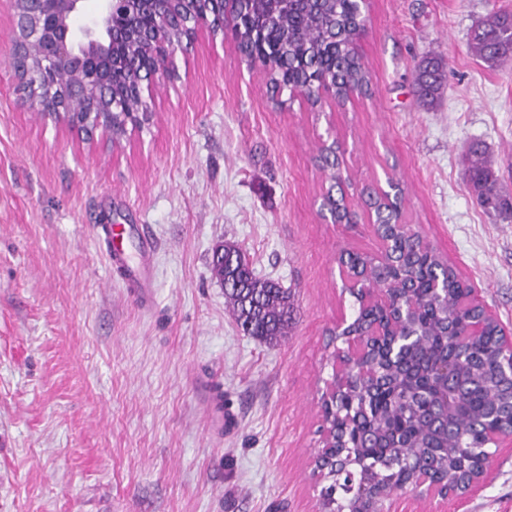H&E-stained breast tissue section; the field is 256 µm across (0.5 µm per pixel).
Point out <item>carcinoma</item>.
<instances>
[{
  "mask_svg": "<svg viewBox=\"0 0 512 512\" xmlns=\"http://www.w3.org/2000/svg\"><path fill=\"white\" fill-rule=\"evenodd\" d=\"M243 22L233 36L242 56L267 63L272 95L320 82L344 102L368 87L365 68L355 51L362 5L357 0H247ZM472 49L491 68L512 65V14L494 12L472 38ZM446 65L440 56L414 67L413 89L433 103L442 89ZM467 185L482 203L512 218V197L502 193L498 175L478 144L469 148ZM379 215L376 237L391 240L384 265L360 251L342 254L339 263L364 276L368 288L391 281L390 305L410 311L401 335L411 347L396 353L400 373L392 371L391 343L384 304L358 307L351 332L364 335L376 326L384 336L373 340L371 359L351 367L347 393L332 404L322 400L323 447L313 456V475L328 482L320 492L322 512L377 509L393 492L413 484L426 471L450 489L493 457L489 430L508 425L512 387L503 369L512 354L500 348L496 327L473 329L478 310L469 287L435 249L415 245L414 225L404 209L391 210L378 196L365 200ZM322 205L336 219L353 223L343 198L328 193ZM214 275L241 329L277 344L295 320L292 289L255 275L247 255L235 244L216 248ZM448 390V422L432 417L430 405Z\"/></svg>",
  "mask_w": 512,
  "mask_h": 512,
  "instance_id": "1",
  "label": "carcinoma"
}]
</instances>
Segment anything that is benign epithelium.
<instances>
[{"instance_id":"7a95c632","label":"benign epithelium","mask_w":512,"mask_h":512,"mask_svg":"<svg viewBox=\"0 0 512 512\" xmlns=\"http://www.w3.org/2000/svg\"><path fill=\"white\" fill-rule=\"evenodd\" d=\"M81 2L11 0L13 27L4 56L32 107L88 134L112 132L118 112L124 123L134 125L148 110L140 98L139 111L128 112L115 96V82L127 73L128 63L113 57L114 45L125 41L142 49L136 64L144 76L137 82L139 90L150 94L159 78L170 73L169 58L177 45L169 39L171 31L190 39L206 29L215 37L240 27L241 21V0H100L98 12L77 28L72 20ZM491 471L487 462L480 475L449 492L424 478L413 493L421 499L452 495L462 501L477 492Z\"/></svg>"}]
</instances>
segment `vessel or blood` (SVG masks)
<instances>
[{
  "mask_svg": "<svg viewBox=\"0 0 512 512\" xmlns=\"http://www.w3.org/2000/svg\"><path fill=\"white\" fill-rule=\"evenodd\" d=\"M102 232L104 254L112 270L123 274L137 290L151 287L157 250L155 239L137 228L122 224L104 225Z\"/></svg>",
  "mask_w": 512,
  "mask_h": 512,
  "instance_id": "b4317fda",
  "label": "vessel or blood"
}]
</instances>
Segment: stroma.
<instances>
[{"mask_svg": "<svg viewBox=\"0 0 512 512\" xmlns=\"http://www.w3.org/2000/svg\"><path fill=\"white\" fill-rule=\"evenodd\" d=\"M512 0H369L358 53L371 95L272 104L262 68L198 31L177 76L120 141L32 110L0 61V512H321L311 476L320 397L336 367L329 329L353 319L337 259L377 253L364 188L399 180L408 223L512 332V220L465 180L482 144L512 192V70L473 55L471 30ZM447 64L422 107L413 69ZM340 164L322 168V145ZM340 176L355 223L319 203ZM132 224L158 243L153 302L135 303L96 235ZM295 293L270 346L243 334L211 272L220 244ZM224 395L218 424L205 387ZM460 502L425 512H512V451Z\"/></svg>", "mask_w": 512, "mask_h": 512, "instance_id": "obj_1", "label": "stroma"}]
</instances>
